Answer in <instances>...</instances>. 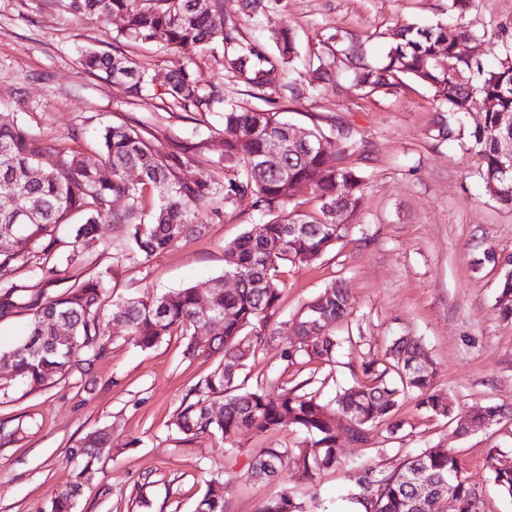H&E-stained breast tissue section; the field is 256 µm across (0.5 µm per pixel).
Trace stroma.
Wrapping results in <instances>:
<instances>
[{"label": "stroma", "mask_w": 512, "mask_h": 512, "mask_svg": "<svg viewBox=\"0 0 512 512\" xmlns=\"http://www.w3.org/2000/svg\"><path fill=\"white\" fill-rule=\"evenodd\" d=\"M444 7L445 0H276L267 19L232 4L227 10L249 36L268 40L273 29L289 27L297 41L294 68L302 72L333 28L368 38L370 59L379 62L393 33L437 21ZM120 26L115 17L61 11L52 0H0V124H25L96 163L98 129L133 118L152 127L164 145L192 138L220 146L222 120L195 121L160 101L165 77L175 68H193L201 88L223 86L227 101L256 106L213 58L193 48L171 54L117 44ZM86 48H118L137 59L153 75L155 95L136 99L125 85L89 75L78 61ZM266 106L300 127L328 132L343 123L358 131L366 150L353 163L370 179L349 236L312 264L286 267L280 322L293 321L325 288L341 285L352 299L349 323L361 351L381 357L395 338H414L428 352L435 390L448 394L457 412L512 407V320L501 319L495 309L500 272L475 265L487 249L512 254V208L486 194L479 159L465 140L437 138L440 115L430 92L411 83L389 95L326 90L296 101L278 88L268 92ZM193 220L206 225L205 236L181 240L148 259L129 247L115 256L123 230L100 225L88 262L70 266L68 273L80 280L113 268L107 288L115 298L206 288L224 274L225 243L261 223L248 198L229 207L214 199L198 207ZM100 320L111 341L87 375L57 377L37 391L0 375V512H48L73 480L72 450L100 428L109 432L112 449L97 463L76 512H193L213 477L224 483L228 512H260L286 487L305 512H358L347 471L324 470L312 483L287 470L272 480L252 476L250 463L259 449L301 447L304 436L294 428L244 433L233 454L213 435L184 441L172 424L174 414L218 356L184 360L176 338L143 350L110 323L108 313ZM285 341L277 336L241 371L240 382L250 387L259 380L273 392L282 382L308 377V368L278 358ZM395 419L397 432L377 428L371 445L344 446L342 455L391 472L423 449H453L481 512H512V499L500 493L488 469L494 454L512 463V419L460 435L455 421L420 408L411 396L401 401Z\"/></svg>", "instance_id": "1"}]
</instances>
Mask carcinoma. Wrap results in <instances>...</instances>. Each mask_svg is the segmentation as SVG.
I'll return each instance as SVG.
<instances>
[{"label": "carcinoma", "instance_id": "obj_1", "mask_svg": "<svg viewBox=\"0 0 512 512\" xmlns=\"http://www.w3.org/2000/svg\"><path fill=\"white\" fill-rule=\"evenodd\" d=\"M55 5L77 15L118 16V35L129 44H156L175 50L192 46L210 55L224 75L243 85L249 96L263 100L281 85L285 68L292 65L295 42L291 29L274 31L275 48L243 34L227 15L228 0H54ZM477 0H447L446 18L428 26L408 25L394 34V43L379 64L367 61L369 45L346 30L337 29L309 57L308 71L317 81L340 64L350 88L365 96L394 93L406 81L427 88L437 109L448 116L466 115L475 98L486 104L481 123L470 128L453 122L438 128V137L452 140L467 134L469 150L479 158V177L489 195L512 207V26L502 23L478 27L470 16ZM480 49L464 55L459 45ZM497 56L488 66L484 56ZM80 63L105 82L120 80L139 95L154 90L153 76L136 59L124 54L86 49ZM164 95L172 106L200 117L217 113L236 137L222 143L220 160L224 177L217 181L195 172L206 142L177 140L165 149L154 144L153 134L128 123L107 125L99 134L102 167L90 165L82 153L64 148L35 134L24 124L0 126V226H13L10 246L0 250V319L24 310L31 316L26 337L13 348L0 350V361L10 365L18 382L31 391L45 387L54 377L82 375L105 352L108 339L100 313L110 308L112 322L125 327L129 340L145 350L167 336H179L183 358L203 353L221 354L218 366L189 390L173 420L185 440L208 434L224 440L226 451H236V438L245 430L267 433L293 426L308 437L303 448H264L251 462V473L274 479L287 466L296 475L314 481L320 472L340 463L338 448L345 443L361 447L372 441L373 430L386 426L394 433L400 402L407 395L428 412L450 417L453 402L433 389V367L424 346L413 338L395 340L380 360L360 357L357 384L330 401L316 386L318 370L301 381L290 380L275 395L261 384L241 390L239 371L256 360L274 333L288 264H311L346 238L367 189L364 172L349 159L364 151L362 139L349 127L336 134L308 129L304 142H294L277 167H265L262 155L273 139L288 140L290 123L280 113L247 107L224 99L223 89L199 86L194 71L180 67L167 78ZM336 155L330 164L325 155ZM110 171L102 176L101 169ZM137 168L144 178L137 183L126 172ZM159 199L149 222L142 219L146 191ZM222 193L224 205L249 196L266 221L265 234L243 233L224 245L226 272L239 277V287L224 290V278L210 286L208 307L216 315L209 321L193 286L135 298L114 299L104 286V276L90 275L61 292L41 288L20 293L8 278L15 267H29L40 281H62L55 259L58 246L68 242L67 263L80 262L100 224L127 226L126 242L150 257L185 236L202 237L207 225L194 224L190 212L211 196ZM309 194L319 203L315 214L289 209L292 201ZM126 200L124 210L112 209L113 199ZM502 269L496 312L512 319V258L487 252L477 265ZM348 292L330 286L307 303L295 318L293 337L285 341L279 357L287 366H332L342 351H353L357 337L336 331L351 314ZM219 326L218 337L201 338V331ZM67 329L72 341H57V330ZM224 399L223 411H211V401ZM462 418L474 422L504 418L499 407L473 409ZM110 441L104 429L88 433L76 450L82 464L75 480L52 501L51 512H75L95 464ZM491 479L512 499V467L491 457ZM365 512H480L474 487L462 476L455 453L428 448L407 458L386 473L376 467L351 462ZM431 481L428 496L419 494L420 477ZM194 512H226L224 483L208 482ZM260 512H303L290 489L268 501Z\"/></svg>", "mask_w": 512, "mask_h": 512}]
</instances>
